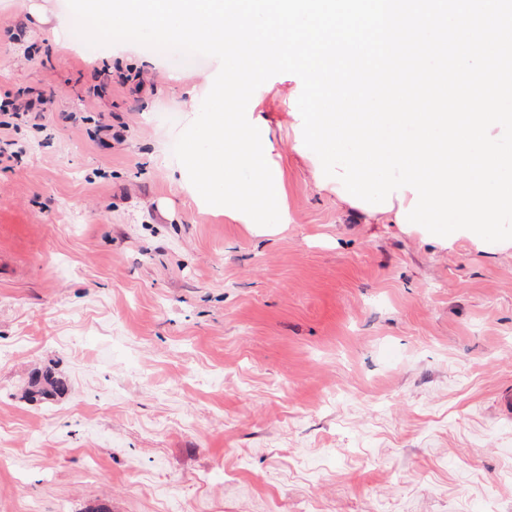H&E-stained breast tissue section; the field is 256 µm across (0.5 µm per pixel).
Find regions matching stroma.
Masks as SVG:
<instances>
[{
  "label": "stroma",
  "instance_id": "obj_1",
  "mask_svg": "<svg viewBox=\"0 0 512 512\" xmlns=\"http://www.w3.org/2000/svg\"><path fill=\"white\" fill-rule=\"evenodd\" d=\"M218 70L0 0V100L54 112L0 161V512H512V250L364 223L270 97L288 229L199 207Z\"/></svg>",
  "mask_w": 512,
  "mask_h": 512
}]
</instances>
